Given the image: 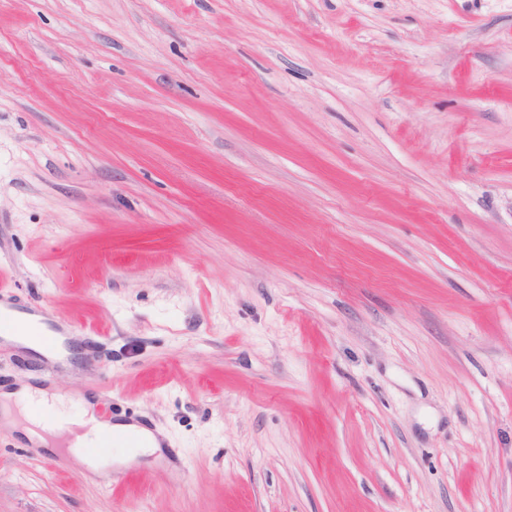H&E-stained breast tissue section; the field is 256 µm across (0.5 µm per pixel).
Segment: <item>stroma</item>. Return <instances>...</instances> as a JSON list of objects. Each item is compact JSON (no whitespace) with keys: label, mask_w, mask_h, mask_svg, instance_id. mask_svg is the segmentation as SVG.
<instances>
[{"label":"stroma","mask_w":512,"mask_h":512,"mask_svg":"<svg viewBox=\"0 0 512 512\" xmlns=\"http://www.w3.org/2000/svg\"><path fill=\"white\" fill-rule=\"evenodd\" d=\"M0 512H512V0H0ZM1 319H7L12 324V327H6L5 330L0 329L1 334L2 332L6 335L11 332L19 333L47 351H54L57 348L59 336L65 333L63 325H56L54 329L45 322L39 319L36 320L34 317L16 315L5 318L0 308ZM1 402L4 420L12 426H15L13 407L19 412L35 405L43 408V414L39 413L36 419H28L32 426L22 428L30 442L43 448L51 446L54 442L50 435L47 436L42 431L58 434V430L73 435L70 450L79 452L82 448H98L103 439L102 432L112 433L114 429L120 434L137 432L142 435L143 448H122L120 451L123 458H132L139 453H155L159 450L160 443L150 430L132 423L112 424L99 420L95 405L90 400H82L78 410L71 412L58 394L40 386L24 383L0 392V404Z\"/></svg>","instance_id":"1"}]
</instances>
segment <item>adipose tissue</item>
<instances>
[{
	"label": "adipose tissue",
	"instance_id": "ef3b65f1",
	"mask_svg": "<svg viewBox=\"0 0 512 512\" xmlns=\"http://www.w3.org/2000/svg\"><path fill=\"white\" fill-rule=\"evenodd\" d=\"M40 406L42 412L33 419L30 426L24 427L26 438L34 445L51 446V433L64 431L71 434L73 451H85V461L90 471L99 472L111 466L112 459L96 454L95 449L102 440L103 432L117 431L125 434L139 431L144 452H157L159 441L147 428H136L132 423L112 424L99 420L92 401H82L77 411H70L62 398L49 390L29 383L0 391V416L6 422H13V413L32 406Z\"/></svg>",
	"mask_w": 512,
	"mask_h": 512
}]
</instances>
